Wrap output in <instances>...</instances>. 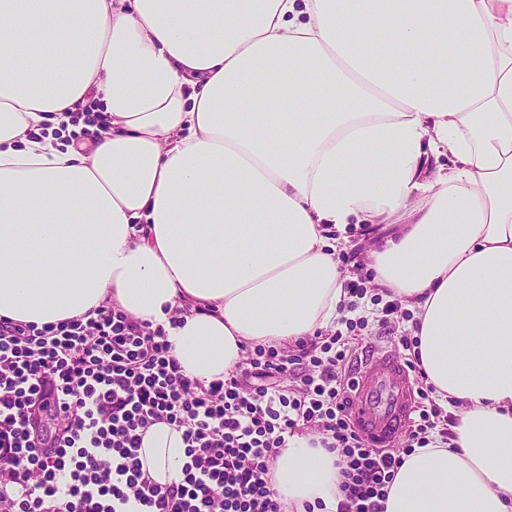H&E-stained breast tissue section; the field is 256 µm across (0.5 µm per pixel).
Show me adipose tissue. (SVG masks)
Here are the masks:
<instances>
[{
	"instance_id": "obj_1",
	"label": "adipose tissue",
	"mask_w": 512,
	"mask_h": 512,
	"mask_svg": "<svg viewBox=\"0 0 512 512\" xmlns=\"http://www.w3.org/2000/svg\"><path fill=\"white\" fill-rule=\"evenodd\" d=\"M91 104L107 126L70 142ZM367 224L372 286L461 407L386 512H512V0H0L1 318L176 312L184 373L220 380L336 323ZM140 457L179 480L180 433ZM274 477L336 512L310 437Z\"/></svg>"
}]
</instances>
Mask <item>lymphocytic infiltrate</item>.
I'll return each instance as SVG.
<instances>
[{
    "label": "lymphocytic infiltrate",
    "mask_w": 512,
    "mask_h": 512,
    "mask_svg": "<svg viewBox=\"0 0 512 512\" xmlns=\"http://www.w3.org/2000/svg\"><path fill=\"white\" fill-rule=\"evenodd\" d=\"M168 325L111 304L40 327L0 320V512H287L273 466L294 435L335 455L336 512H385L405 453L448 442L452 415L420 388L401 449H376L347 413L352 337L255 348L225 379L187 376ZM182 436V478L156 482L140 450L150 427Z\"/></svg>",
    "instance_id": "1"
}]
</instances>
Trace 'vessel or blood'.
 Returning a JSON list of instances; mask_svg holds the SVG:
<instances>
[{"instance_id": "1", "label": "vessel or blood", "mask_w": 512, "mask_h": 512, "mask_svg": "<svg viewBox=\"0 0 512 512\" xmlns=\"http://www.w3.org/2000/svg\"><path fill=\"white\" fill-rule=\"evenodd\" d=\"M351 393V419L368 444L389 448L406 430L416 408L412 374L393 349L363 360Z\"/></svg>"}]
</instances>
